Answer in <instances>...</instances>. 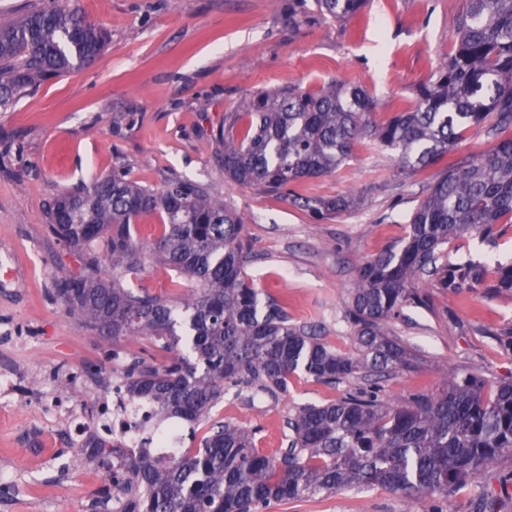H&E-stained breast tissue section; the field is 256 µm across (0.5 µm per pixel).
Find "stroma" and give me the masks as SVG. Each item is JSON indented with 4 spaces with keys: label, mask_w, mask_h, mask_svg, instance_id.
<instances>
[{
    "label": "stroma",
    "mask_w": 512,
    "mask_h": 512,
    "mask_svg": "<svg viewBox=\"0 0 512 512\" xmlns=\"http://www.w3.org/2000/svg\"><path fill=\"white\" fill-rule=\"evenodd\" d=\"M109 43L91 63L36 89L0 110V248L13 267L28 271L23 287L0 288V327L30 335L19 346L0 336V365L29 366L37 392L45 370L97 363L99 379L124 376L130 355L166 362L149 341L103 340L65 314L51 290L57 273L80 274L73 249L48 229L55 197L119 169L153 189L183 176L202 184L245 219L250 247L246 273L261 301L281 302L290 323L316 329L332 348L354 350L347 318L355 266L401 243L407 221L447 162H465L492 147L486 128L471 127L447 161L400 173L394 153L360 146L335 173L296 183L276 196L225 180L216 161L213 130L246 96L295 84L320 90L331 78L366 91L374 118L414 102L417 88L448 59L457 20L468 0H365L340 21L325 19L316 0H75ZM352 195L357 208L315 221L291 196ZM450 257L495 266L512 263V224L489 236L465 234L445 247ZM174 297L194 281L146 261L126 279ZM427 303L407 306L388 331L419 358L415 369L385 378L394 401L435 394L442 373L473 375L494 386L512 379V294L478 285L451 293L420 284ZM349 379L328 386L303 372L279 397L226 388L210 418L255 431L268 452L288 445V420L306 404L335 401L356 387ZM41 431L37 412L21 407L0 421V512H103L98 490L108 471L91 449L69 445L60 429L49 443L28 447L23 430ZM486 494L512 512V461L501 460L476 483L461 486L448 512H474ZM430 498L409 499L375 488H343L328 495L273 502L262 512H428Z\"/></svg>",
    "instance_id": "obj_1"
}]
</instances>
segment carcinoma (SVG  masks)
<instances>
[{"label": "carcinoma", "mask_w": 512, "mask_h": 512, "mask_svg": "<svg viewBox=\"0 0 512 512\" xmlns=\"http://www.w3.org/2000/svg\"><path fill=\"white\" fill-rule=\"evenodd\" d=\"M363 2L317 0L334 20ZM105 45L104 32L68 0H50L1 27L0 107L39 80L91 62ZM375 108L368 93L336 80L317 92L284 86L243 98L214 134L224 147L217 158L226 178L280 195L296 181L335 172L362 145L395 151L404 172L448 156L473 126L495 137L489 150L446 166L413 211L402 244L356 266L352 352L288 323L283 306L261 303L246 278L242 215L200 184L175 178L156 191L114 172L53 202L49 231L77 252L83 269L54 280L66 314L114 342L137 336L173 352L187 341L189 355L161 368L140 356L128 360V391L154 402L163 419L195 430L226 383L276 398L298 371L331 386L362 380L336 401L300 408L288 419V448L274 454L257 447L253 432L215 421L193 451L127 455L101 489L106 501L119 493V512H258L273 501L352 485L412 499L428 495L430 512H447L458 485L512 458V382L487 392L475 376L445 374L439 393L402 403L387 400L379 385L385 374L416 367L415 353L384 324L403 306L422 302L414 290L419 278L453 293L483 283L512 292V264L498 265L488 284L481 263L442 252L455 237L512 222V0H469L448 62L416 102L381 123ZM293 202L319 221L357 205L349 196ZM144 216L159 220L148 244L131 231ZM99 240L108 245L110 274L93 247ZM147 254L199 287L175 300L126 287L123 278L139 273Z\"/></svg>", "instance_id": "cac0c4a2"}]
</instances>
